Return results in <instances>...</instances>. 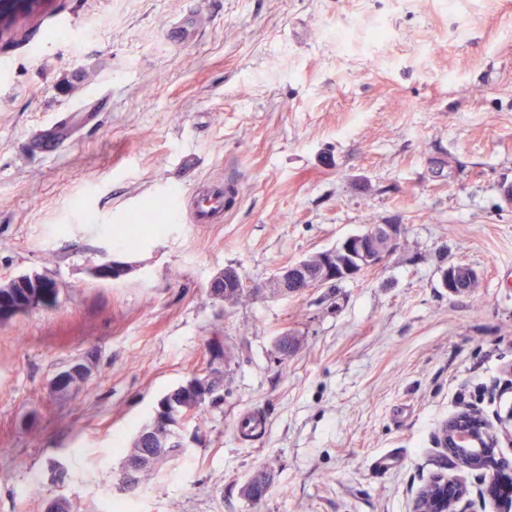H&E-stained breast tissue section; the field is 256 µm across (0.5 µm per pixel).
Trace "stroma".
I'll return each instance as SVG.
<instances>
[{
	"label": "stroma",
	"mask_w": 512,
	"mask_h": 512,
	"mask_svg": "<svg viewBox=\"0 0 512 512\" xmlns=\"http://www.w3.org/2000/svg\"><path fill=\"white\" fill-rule=\"evenodd\" d=\"M55 131L59 157L32 152ZM228 174L223 223H133ZM508 183L512 0H0V281L60 285L0 323V512H413L448 471L441 425L512 408ZM373 224L403 232L357 279L231 308L209 293L224 266L249 288ZM101 260L129 272L95 278ZM459 264L464 295L441 282ZM217 347L222 400L122 490L157 399ZM73 360L89 376L55 390ZM247 414L260 432L237 430ZM475 271L466 265H458L444 271L441 279L444 288H448V291L452 294H457L458 291H464L469 283L476 277ZM477 288V278H475L469 289L473 290ZM147 423L144 424L137 435L135 436L131 448L125 457L123 462L121 473L119 475V481L125 482L129 486V491H136L143 481L148 478L153 471L157 468V465L162 463L165 460H168L172 457L178 456L182 453L177 448H166L162 447L159 443L156 447L153 448L156 455L152 459L149 465L143 467L142 469H131L129 466V462L137 456V452L140 450V437L145 430Z\"/></svg>",
	"instance_id": "1"
}]
</instances>
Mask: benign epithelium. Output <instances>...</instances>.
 <instances>
[{
  "mask_svg": "<svg viewBox=\"0 0 512 512\" xmlns=\"http://www.w3.org/2000/svg\"><path fill=\"white\" fill-rule=\"evenodd\" d=\"M402 234L400 224H376L372 229L352 234L340 240L336 248L314 252L297 261L287 263L267 280L254 285L260 298L288 297L290 288L306 283L308 288H317L331 282L356 279L370 269L380 265L396 248ZM92 274L100 279H120L126 268L115 261L94 265ZM476 277L475 271L458 265L442 273L444 287L452 294L465 290ZM243 287L237 268L227 266L217 273L210 282V294L222 301L235 289ZM198 389L205 397L220 383V374L207 370L197 375ZM185 424L177 412L172 418L152 413L149 420L150 440L171 446L183 442L182 425ZM506 438L512 446V409L492 423L478 410H466L448 419L437 436V444L453 468L469 471H483L490 467L502 472V479H512V465H507L499 452L501 439ZM481 442L483 453L476 455L474 449L463 444L464 440ZM433 493L428 495L430 506L414 512H469L459 504L470 495L468 487L458 478L435 479L431 485ZM475 495L482 503L490 500L497 505V512H512V489L492 481L477 485Z\"/></svg>",
  "mask_w": 512,
  "mask_h": 512,
  "instance_id": "7a95c632",
  "label": "benign epithelium"
}]
</instances>
